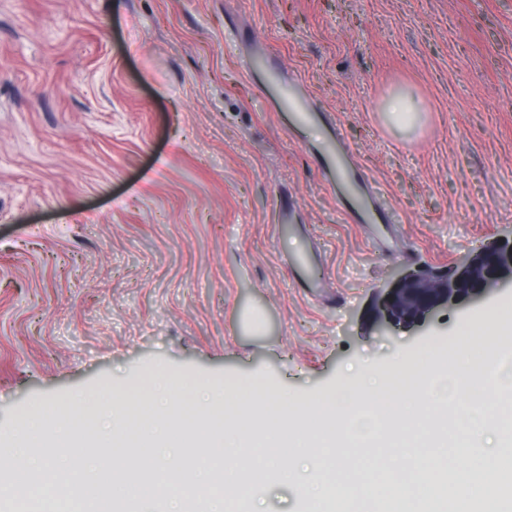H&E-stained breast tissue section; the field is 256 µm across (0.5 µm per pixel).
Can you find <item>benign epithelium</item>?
I'll return each instance as SVG.
<instances>
[{"instance_id": "7a95c632", "label": "benign epithelium", "mask_w": 512, "mask_h": 512, "mask_svg": "<svg viewBox=\"0 0 512 512\" xmlns=\"http://www.w3.org/2000/svg\"><path fill=\"white\" fill-rule=\"evenodd\" d=\"M512 286V244L489 245L461 271L443 278L417 277L398 272L384 306L396 323L424 317L441 303L463 298L476 302Z\"/></svg>"}]
</instances>
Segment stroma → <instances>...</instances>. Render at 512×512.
Instances as JSON below:
<instances>
[{
  "instance_id": "35a3bbf8",
  "label": "stroma",
  "mask_w": 512,
  "mask_h": 512,
  "mask_svg": "<svg viewBox=\"0 0 512 512\" xmlns=\"http://www.w3.org/2000/svg\"><path fill=\"white\" fill-rule=\"evenodd\" d=\"M254 50L318 120L243 70ZM397 95L422 103L413 127L385 112ZM336 135L389 247L324 176ZM285 195L322 287L278 245ZM507 240L512 0H0V461L30 411L103 386L260 384L315 419L349 365L441 366L512 293L382 332L393 270L442 276ZM247 509L317 512L274 478ZM282 106L292 112L297 123H305L314 117L311 112L308 90L302 82L293 76L279 79L272 84Z\"/></svg>"
}]
</instances>
